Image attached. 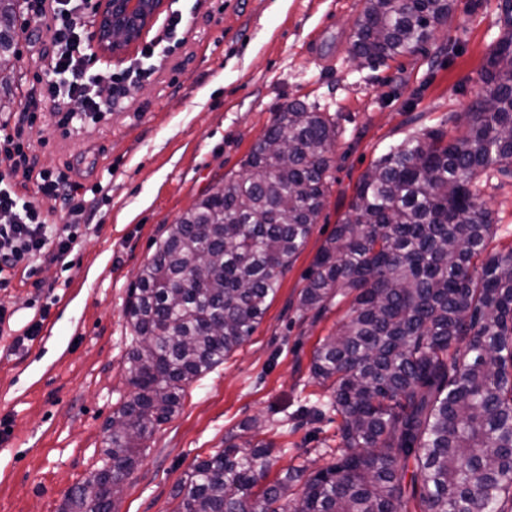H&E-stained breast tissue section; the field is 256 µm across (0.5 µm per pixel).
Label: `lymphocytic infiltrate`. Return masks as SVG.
<instances>
[{
	"label": "lymphocytic infiltrate",
	"instance_id": "1",
	"mask_svg": "<svg viewBox=\"0 0 512 512\" xmlns=\"http://www.w3.org/2000/svg\"><path fill=\"white\" fill-rule=\"evenodd\" d=\"M59 0H23V12L36 27L48 28L54 52L48 62L47 79L39 96L28 98L25 111L37 110L41 100L53 101L52 115L63 134H71L86 121H99L111 104L103 102L97 87L103 76L85 67L87 46L77 32L73 11L59 13L55 23H48L49 10ZM23 124H16L12 133L0 138V153L11 161L9 174H0V288L9 287L16 271L35 275L43 257L65 261L79 238L78 217L85 198L79 183L65 172L35 171L26 153ZM36 179L40 196L59 197L68 206L72 220L67 224L49 222L38 198L18 195L11 181L14 178Z\"/></svg>",
	"mask_w": 512,
	"mask_h": 512
}]
</instances>
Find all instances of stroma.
<instances>
[{
	"label": "stroma",
	"instance_id": "stroma-1",
	"mask_svg": "<svg viewBox=\"0 0 512 512\" xmlns=\"http://www.w3.org/2000/svg\"><path fill=\"white\" fill-rule=\"evenodd\" d=\"M498 0H458L434 39L384 64L359 65L351 34L363 0H171L191 12L182 44L154 58L98 123L65 136L43 104L29 131L37 169L61 170L88 202L66 263L43 259L35 280L0 290V512H63L66 491L101 466L107 424L130 398L125 363L134 332L129 290L170 224L203 191L242 175L278 112L301 102L338 134L334 183L307 243L253 335L186 389L179 412L153 433L115 512H173L174 487L227 441L273 445L266 482L288 468H321L344 453L340 416H313L330 393L310 374L313 352L350 314L337 296L321 316L296 305L320 247L349 211L360 177L406 136L458 134L454 117L482 92L481 69L500 35ZM14 70L0 88V125L14 126L48 52L16 19ZM488 253L512 249V179H491ZM40 322L34 340L14 336Z\"/></svg>",
	"mask_w": 512,
	"mask_h": 512
}]
</instances>
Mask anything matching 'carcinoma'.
I'll return each mask as SVG.
<instances>
[{"label":"carcinoma","instance_id":"1","mask_svg":"<svg viewBox=\"0 0 512 512\" xmlns=\"http://www.w3.org/2000/svg\"><path fill=\"white\" fill-rule=\"evenodd\" d=\"M456 0H364L351 54L368 63L429 42ZM18 0H0V86L9 83ZM481 72L483 95L461 134L390 147L356 185L349 212L318 251L297 310L318 317L339 294L349 318L315 349L311 375L359 452L263 490L266 445L232 443L197 461L173 512H512V248L494 233L482 177L512 178V0ZM336 124L292 102L251 150L245 174L203 196L168 228L125 307L136 336L131 398L112 413L103 464L63 512H113L111 486L140 462L185 388L242 346L301 253L334 180ZM413 461L411 486L405 468ZM112 479H107V473Z\"/></svg>","mask_w":512,"mask_h":512}]
</instances>
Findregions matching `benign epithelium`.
I'll list each match as a JSON object with an SVG mask.
<instances>
[{"label": "benign epithelium", "mask_w": 512, "mask_h": 512, "mask_svg": "<svg viewBox=\"0 0 512 512\" xmlns=\"http://www.w3.org/2000/svg\"><path fill=\"white\" fill-rule=\"evenodd\" d=\"M165 0H95L94 38L98 53L118 55L138 39L163 7Z\"/></svg>", "instance_id": "1"}]
</instances>
